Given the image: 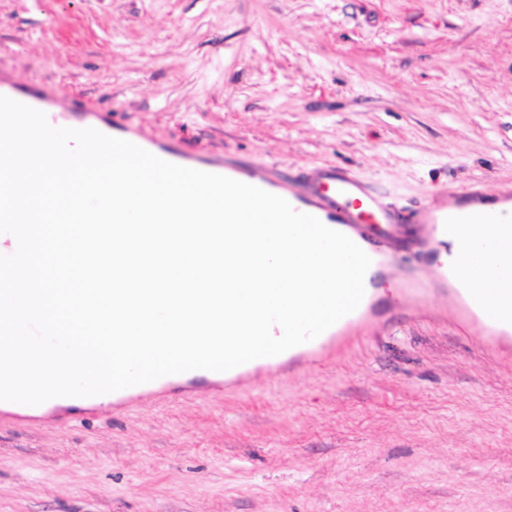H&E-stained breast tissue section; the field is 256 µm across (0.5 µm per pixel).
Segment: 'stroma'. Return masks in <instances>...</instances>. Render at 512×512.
Returning a JSON list of instances; mask_svg holds the SVG:
<instances>
[{
    "label": "stroma",
    "instance_id": "35a3bbf8",
    "mask_svg": "<svg viewBox=\"0 0 512 512\" xmlns=\"http://www.w3.org/2000/svg\"><path fill=\"white\" fill-rule=\"evenodd\" d=\"M0 89L291 192L342 170L404 218L315 349L0 416V512H512V334L428 223L512 194V0H0ZM245 366H247V365L243 364V365L235 367V368H233L231 370L223 371V372H216V371H209V370H201L200 369V370H192V371H188V372H184V373H180V374L167 375V376H163L161 378H158V379H156L154 381H151V382H148V383L127 387V388H124V389H121V390H118V391H115V392H112V393L103 394V395H97L95 397L97 399H102L103 400L100 404H105V400L106 399H112V396L114 394L130 393V392H133V391L143 390L145 388H149V387H153V386L166 384V383H169V382H172V381H182L183 383H185V384H187L189 386H193L192 383L195 380H197V379H207L209 381H214L217 384H222V383H224V376L234 372L235 370L243 368Z\"/></svg>",
    "mask_w": 512,
    "mask_h": 512
}]
</instances>
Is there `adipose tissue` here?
I'll list each match as a JSON object with an SVG mask.
<instances>
[{
	"mask_svg": "<svg viewBox=\"0 0 512 512\" xmlns=\"http://www.w3.org/2000/svg\"><path fill=\"white\" fill-rule=\"evenodd\" d=\"M489 232L485 224L463 225L451 238L454 260L467 255L471 243ZM454 260L446 266L449 280L487 325L512 331V282L499 280L490 273L473 277L468 266L455 265Z\"/></svg>",
	"mask_w": 512,
	"mask_h": 512,
	"instance_id": "1",
	"label": "adipose tissue"
}]
</instances>
